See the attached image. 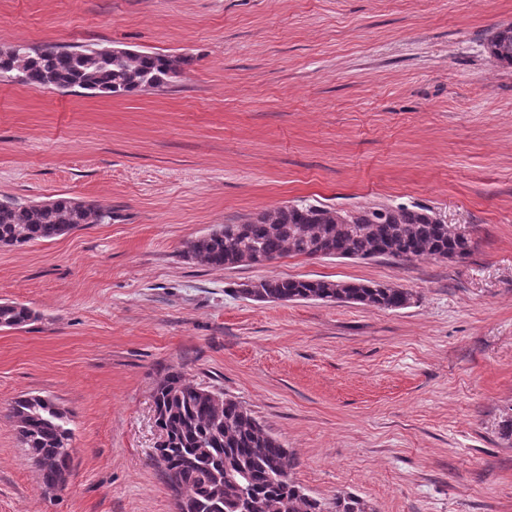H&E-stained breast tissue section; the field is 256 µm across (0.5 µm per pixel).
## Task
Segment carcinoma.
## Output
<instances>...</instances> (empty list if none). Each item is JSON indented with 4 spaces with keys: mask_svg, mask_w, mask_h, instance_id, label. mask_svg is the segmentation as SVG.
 Returning <instances> with one entry per match:
<instances>
[{
    "mask_svg": "<svg viewBox=\"0 0 512 512\" xmlns=\"http://www.w3.org/2000/svg\"><path fill=\"white\" fill-rule=\"evenodd\" d=\"M491 56L512 66V26L497 31ZM187 63L168 55L102 52L94 45H18L0 51V81L34 89L78 87L99 94H125L167 83ZM112 209L57 198L23 203L0 201V247H22L65 235L83 224H108ZM472 239L431 209L418 205H375L354 211L301 201L266 209L239 224H226L190 240L187 260L213 268L261 265L289 255L321 254L399 260L425 256L462 261ZM236 292L259 302L321 301L401 309L414 294L380 283L272 277L243 283ZM38 319L29 307L0 303V327H23ZM156 420L166 434L169 489L181 491L183 512H374L364 498L340 491L332 506L313 497L294 479L295 453L241 402L188 382L171 368L153 392ZM21 445L38 465L44 485L70 472L71 429L51 399L23 397L10 408Z\"/></svg>",
    "mask_w": 512,
    "mask_h": 512,
    "instance_id": "1",
    "label": "carcinoma"
}]
</instances>
